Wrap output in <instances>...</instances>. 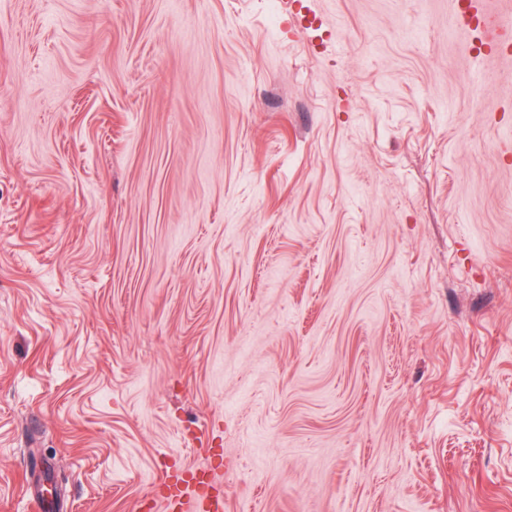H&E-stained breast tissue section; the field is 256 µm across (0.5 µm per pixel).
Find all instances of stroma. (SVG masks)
Here are the masks:
<instances>
[{"mask_svg": "<svg viewBox=\"0 0 512 512\" xmlns=\"http://www.w3.org/2000/svg\"><path fill=\"white\" fill-rule=\"evenodd\" d=\"M306 5L0 0V512H512V54Z\"/></svg>", "mask_w": 512, "mask_h": 512, "instance_id": "stroma-1", "label": "stroma"}]
</instances>
